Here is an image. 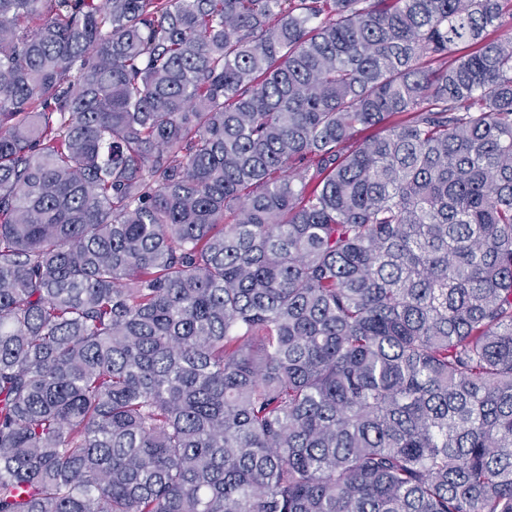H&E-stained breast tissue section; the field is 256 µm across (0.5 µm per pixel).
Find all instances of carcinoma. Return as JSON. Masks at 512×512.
<instances>
[{
  "label": "carcinoma",
  "mask_w": 512,
  "mask_h": 512,
  "mask_svg": "<svg viewBox=\"0 0 512 512\" xmlns=\"http://www.w3.org/2000/svg\"><path fill=\"white\" fill-rule=\"evenodd\" d=\"M509 24L0 0V512H512Z\"/></svg>",
  "instance_id": "cac0c4a2"
}]
</instances>
